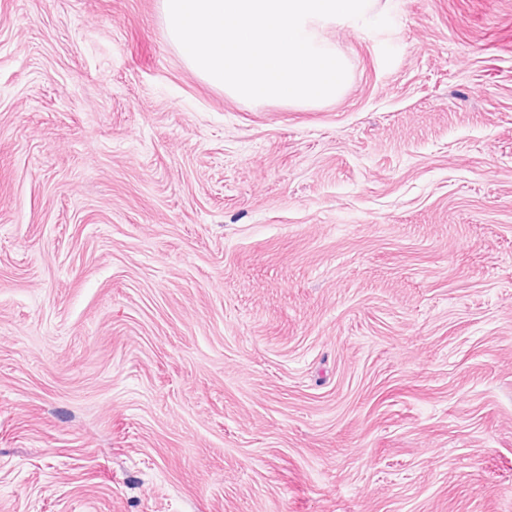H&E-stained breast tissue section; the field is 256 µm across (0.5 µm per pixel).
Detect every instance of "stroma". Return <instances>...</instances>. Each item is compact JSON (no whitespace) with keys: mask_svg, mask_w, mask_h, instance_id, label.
Here are the masks:
<instances>
[{"mask_svg":"<svg viewBox=\"0 0 512 512\" xmlns=\"http://www.w3.org/2000/svg\"><path fill=\"white\" fill-rule=\"evenodd\" d=\"M378 13L289 107L0 0V512H512V0Z\"/></svg>","mask_w":512,"mask_h":512,"instance_id":"1","label":"stroma"}]
</instances>
